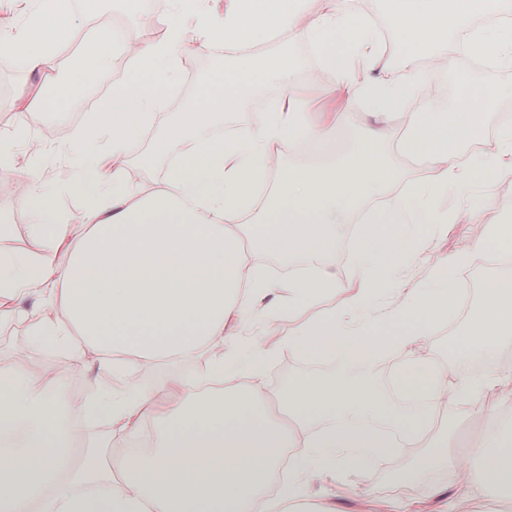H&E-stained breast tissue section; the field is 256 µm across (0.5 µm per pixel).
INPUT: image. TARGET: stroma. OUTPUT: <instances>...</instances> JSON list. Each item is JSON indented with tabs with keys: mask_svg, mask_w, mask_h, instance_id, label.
Instances as JSON below:
<instances>
[{
	"mask_svg": "<svg viewBox=\"0 0 512 512\" xmlns=\"http://www.w3.org/2000/svg\"><path fill=\"white\" fill-rule=\"evenodd\" d=\"M167 15V9L156 8L155 0H74L73 4L65 6L59 15L62 26L82 33L87 32L92 23L103 29H117V36L112 37L107 48L108 65L95 73L93 82L83 87L69 110L24 114L19 110L23 100L40 93L57 98L63 91L58 88L55 78L26 68L18 76L9 77L8 67L1 63L2 58L11 54L9 43L18 32L31 28L40 14L36 0H0V80L7 78L11 81V102L6 106L0 104V142L13 147L21 168L20 173L9 177L16 190L9 194L8 206L0 211V252L22 254L23 249L18 245L22 239L33 240L35 246H42V239L33 238L30 231L33 209L27 201L33 186H41L62 223L80 222L85 200L76 195L75 189L82 175L69 164L62 148L86 126L90 113L99 107L98 99L102 93L111 87L115 79L127 75L130 45L141 46L158 39L162 34L161 22ZM284 54L288 55L293 66L298 92L323 109H331L335 76L318 74L317 57L310 46L290 40L288 33L281 32L250 57L225 51L220 40L209 48L186 53L175 82L163 94L159 123H166L173 113L202 97L211 95L215 100H223V92H211L210 87L222 79L225 72H242L253 66L255 59ZM242 93L246 99L244 108L226 112L217 125L218 130L240 132L245 127L260 123L275 106L270 92L258 82H251ZM458 95L457 86L444 71L439 70L435 73L431 90L415 96L408 107L422 113L430 125H441L448 121L449 101L457 99ZM505 104V99L495 100L488 112L474 118L477 137L470 141L468 150L463 151L464 159L470 161L485 156V143L497 141L503 127ZM22 124L28 131L24 139L17 136V128ZM408 136L409 131L403 121L392 118L385 131L383 150L396 176L380 194L364 201L363 209L374 207L379 212H387L393 200L408 185L420 184L431 178L432 168L425 154L402 153L401 144ZM131 141L138 151L128 168V179L137 189L150 191L163 181L171 157L180 154L181 149L172 145L164 151H157L155 139L138 130L132 131ZM476 204L480 212L486 214L488 222L512 216V174L493 180L477 196ZM359 228L356 222L343 225L336 237L335 248L322 256L323 262L335 267L338 277L346 283L353 278L354 247ZM492 251L512 257V245H479L466 225L453 224L447 234L435 237L422 255L426 263L448 254L464 259L452 286L468 290V300L457 306L452 317L439 324L424 339L426 357L452 379L486 373L483 366L471 361L462 347L461 333L473 321L483 299L485 285L495 279L512 278V260L499 265L485 262L486 253ZM321 312V306L317 305L305 314L292 315L283 307L258 317L244 336L240 335L236 324H228L226 331L231 338L225 341L224 352L230 355L238 352L244 344L264 341L268 327L273 325L280 329L276 339L278 347L260 375L263 394L285 390L293 378L335 380L338 373L336 365L327 362L312 364L298 359L288 350L291 333L318 318ZM43 349V344L33 342L24 321L0 328V364L38 361ZM209 362L210 354L205 350L191 360L135 358L120 377L123 385L130 389L153 390L163 384L173 388L178 380L204 370ZM399 362L398 356L384 353L373 362H358L352 371L357 382L369 387L381 405V414L369 423L372 429L398 430L402 420L414 418L418 412L417 405L401 397L395 388L394 377ZM494 404L495 396L491 393L479 402L467 395L459 396L451 409L437 410L429 417L428 440L435 443L445 433H452L453 446L448 449V456L468 459L471 446L486 428V418ZM155 432L154 420H147L141 428L139 440L132 442L99 422L81 427L74 449L81 454L86 448H93L98 461L107 464L112 459L127 455L133 445L150 444ZM419 455V449L401 448L392 455L374 457L359 469L339 468L306 474L302 483L309 496L307 512H458L463 504L467 505L468 512H512V499L504 496L497 499L465 497L454 481L451 468L444 465L418 472L414 491L404 493V475L415 466Z\"/></svg>",
	"mask_w": 512,
	"mask_h": 512,
	"instance_id": "stroma-1",
	"label": "stroma"
}]
</instances>
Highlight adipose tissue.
<instances>
[{"instance_id":"ef3b65f1","label":"adipose tissue","mask_w":512,"mask_h":512,"mask_svg":"<svg viewBox=\"0 0 512 512\" xmlns=\"http://www.w3.org/2000/svg\"><path fill=\"white\" fill-rule=\"evenodd\" d=\"M386 22L405 36L400 50L404 78L388 72L379 48L378 24L359 0H338L336 8L308 22L282 11L279 0H224V48L247 54L272 31L287 30L318 56L319 69L335 75L331 122L316 126L312 106L294 95V74L280 59L266 61L262 71L276 107L259 124L245 128L233 141L214 143L212 129L220 111L198 102L174 113L157 127L158 91L168 85L188 49L180 18L183 0H172V12L156 41L133 51L128 67L154 72L157 62L169 71L156 74L155 92L116 81L112 102L94 120L108 134L111 151L87 160L94 184L81 235L53 221L50 208H36L35 235L47 236L48 251L27 257L0 255V322L17 316L14 303L44 284L52 299L38 315L35 333L71 351V369L83 364L86 348L99 353L100 366L121 368L129 357L175 356L188 359L210 348V365L183 381L171 408L154 413V394L91 386L90 414L102 417L124 436H136L148 417L158 434L151 447L106 466H73L70 448L77 430L66 422L60 402L36 370L18 364L0 372V512H258L259 491L274 474L282 449H291L293 477L279 493L277 512H304L301 477L311 468H358L386 448L385 436L362 428L377 413L371 389L333 381L300 378L289 383L278 402L292 424L271 421L262 396L249 381L272 357L270 348L224 356V328L251 318L271 287L301 312L325 298L341 295L339 304L289 337L288 349L301 358L325 353L339 366L357 354L374 357L388 343L402 357L397 384L419 395L424 405L402 438L416 446L423 423L443 404L453 386L447 375L411 347L450 316L455 294L450 287L462 260L448 256L435 263L425 281L400 294L384 317H377L381 285L416 262L429 245L415 237L412 225L446 228L448 223L479 224L481 243L512 241V224L486 223L483 213L464 209L439 213L433 196L448 188L494 180L512 168V134L502 136L495 153L468 165L455 146L473 137L467 113L483 109L494 98L460 71L458 35L466 14H494L497 28L470 33L469 52L512 63V0H385ZM434 58L454 73L461 90L455 112L443 134L427 125L422 113L406 112L411 129L402 149L424 152L433 176L399 196L390 219L405 226L401 243L386 240L375 226H364L356 241L354 286L335 270L316 268L312 276L272 284L266 273L248 264L239 245L237 225L254 207L270 221L252 227V244L267 252L298 259L335 246L340 224L366 198L382 191L396 173L381 152L378 130L364 129L351 150L318 165L272 167L276 146L321 149L346 134V115L364 104L378 118L404 110L407 99L424 92L432 72L415 67L416 54ZM158 129L160 144L182 147L180 164L168 168L162 187L137 192L125 164L135 129ZM278 174L274 192L258 197V187ZM66 251L57 264L54 253ZM475 355L493 354L512 344V281L490 283L479 317L466 330ZM235 376L244 387L233 393L211 390L214 382ZM330 416L332 428L313 431L312 413ZM478 470L461 473L466 488L489 494L512 487V429L490 425L475 447Z\"/></svg>"}]
</instances>
